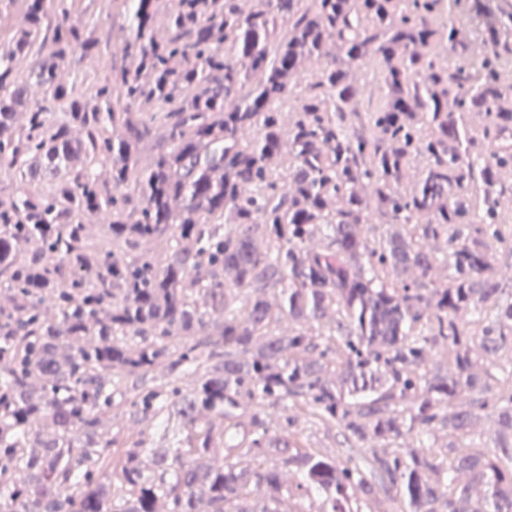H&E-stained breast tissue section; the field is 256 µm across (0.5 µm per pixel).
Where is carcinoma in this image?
Wrapping results in <instances>:
<instances>
[{"label": "carcinoma", "mask_w": 512, "mask_h": 512, "mask_svg": "<svg viewBox=\"0 0 512 512\" xmlns=\"http://www.w3.org/2000/svg\"><path fill=\"white\" fill-rule=\"evenodd\" d=\"M75 2L0 0V512H458L460 470L469 512H512V365L494 446L468 430L472 344L512 341L508 0ZM333 307L330 381L306 326ZM270 407L363 465L272 447ZM128 413L179 420L150 470L141 438L113 458Z\"/></svg>", "instance_id": "cac0c4a2"}]
</instances>
